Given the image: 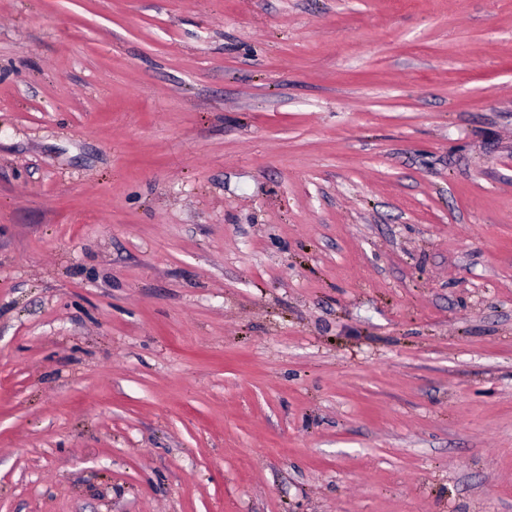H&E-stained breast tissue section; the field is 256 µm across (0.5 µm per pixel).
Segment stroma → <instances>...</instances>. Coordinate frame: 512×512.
Listing matches in <instances>:
<instances>
[{
  "instance_id": "1",
  "label": "stroma",
  "mask_w": 512,
  "mask_h": 512,
  "mask_svg": "<svg viewBox=\"0 0 512 512\" xmlns=\"http://www.w3.org/2000/svg\"><path fill=\"white\" fill-rule=\"evenodd\" d=\"M0 512H512V0H0Z\"/></svg>"
}]
</instances>
